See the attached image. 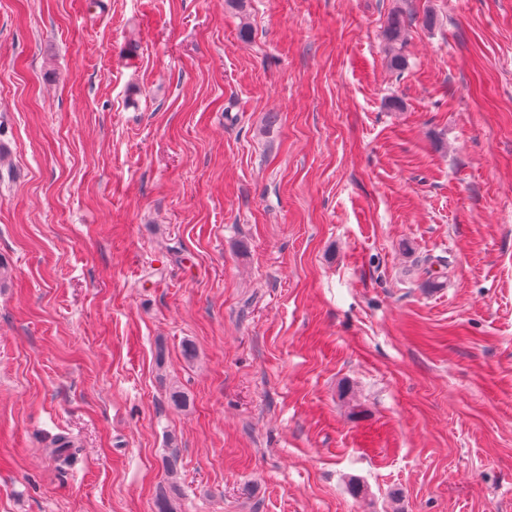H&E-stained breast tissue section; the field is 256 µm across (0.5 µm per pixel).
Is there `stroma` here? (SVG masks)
I'll list each match as a JSON object with an SVG mask.
<instances>
[{
	"instance_id": "stroma-1",
	"label": "stroma",
	"mask_w": 512,
	"mask_h": 512,
	"mask_svg": "<svg viewBox=\"0 0 512 512\" xmlns=\"http://www.w3.org/2000/svg\"><path fill=\"white\" fill-rule=\"evenodd\" d=\"M0 263V512H512V0H0Z\"/></svg>"
}]
</instances>
